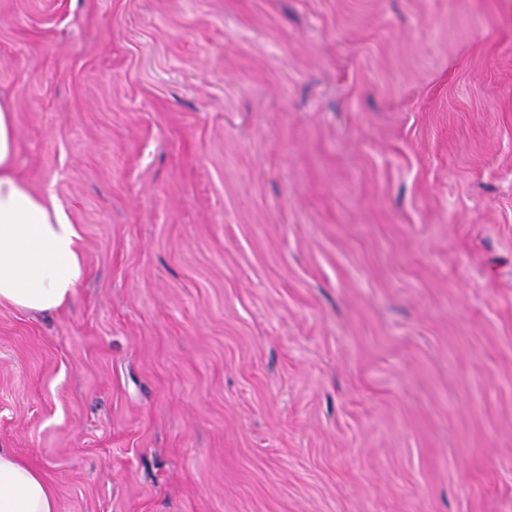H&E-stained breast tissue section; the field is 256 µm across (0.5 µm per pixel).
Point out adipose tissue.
Wrapping results in <instances>:
<instances>
[{
    "label": "adipose tissue",
    "mask_w": 512,
    "mask_h": 512,
    "mask_svg": "<svg viewBox=\"0 0 512 512\" xmlns=\"http://www.w3.org/2000/svg\"><path fill=\"white\" fill-rule=\"evenodd\" d=\"M15 115L0 100V305L28 313L57 311L74 298L84 273L81 235L51 190L18 174ZM0 512H58L43 473L0 448Z\"/></svg>",
    "instance_id": "ef3b65f1"
}]
</instances>
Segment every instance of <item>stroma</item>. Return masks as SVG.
Returning a JSON list of instances; mask_svg holds the SVG:
<instances>
[{"instance_id": "obj_1", "label": "stroma", "mask_w": 512, "mask_h": 512, "mask_svg": "<svg viewBox=\"0 0 512 512\" xmlns=\"http://www.w3.org/2000/svg\"><path fill=\"white\" fill-rule=\"evenodd\" d=\"M0 97L83 237L0 306L60 512H512V0H0Z\"/></svg>"}]
</instances>
